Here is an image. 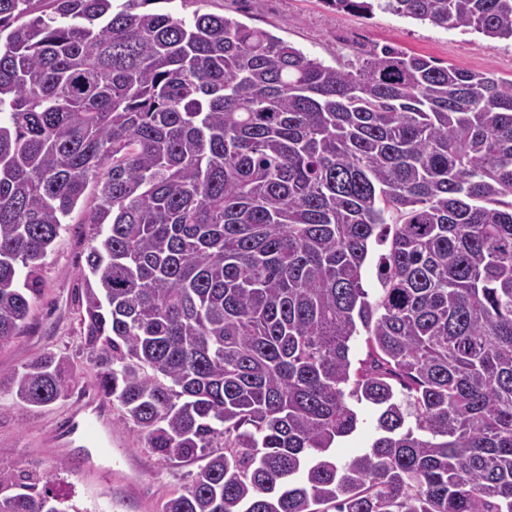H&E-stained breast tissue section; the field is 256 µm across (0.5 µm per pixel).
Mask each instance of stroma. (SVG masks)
I'll return each instance as SVG.
<instances>
[{"mask_svg":"<svg viewBox=\"0 0 512 512\" xmlns=\"http://www.w3.org/2000/svg\"><path fill=\"white\" fill-rule=\"evenodd\" d=\"M199 7L260 28L288 41L309 58L331 66L359 68V49L392 45L442 66L488 73L512 80V40L488 39L468 31L449 30L427 21L386 11L366 16L336 11L324 0H201ZM88 202H80L56 238L41 268L40 293L24 333L0 346V370L21 368L33 357L76 342L80 270L86 245L84 220ZM70 356L80 371L78 385L64 404L52 409L28 408L10 394H0V466L24 460L37 477L49 480L76 512H161L171 494L186 486L193 466H170L158 461L124 420L112 413V427L139 468L137 494L114 505L92 473L61 468L63 455L46 440L49 428L82 404L93 391L89 364L78 351Z\"/></svg>","mask_w":512,"mask_h":512,"instance_id":"stroma-1","label":"stroma"}]
</instances>
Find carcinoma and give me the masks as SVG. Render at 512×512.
<instances>
[{"mask_svg": "<svg viewBox=\"0 0 512 512\" xmlns=\"http://www.w3.org/2000/svg\"><path fill=\"white\" fill-rule=\"evenodd\" d=\"M162 2L0 0V346L90 195L95 394L197 465L162 512H512V81L391 45L327 66ZM326 2L512 40V0ZM78 379L47 351L0 391ZM38 484L0 467V512H67ZM386 244L377 243L374 240L372 241L370 247V254L368 256V260L366 262V266L364 269L363 276V286L369 291V294L372 296L374 293L373 288H378L377 281V259L381 253L385 252ZM360 424L358 430L350 437L343 438L336 448L337 457L346 459L364 448H367L373 438L375 437L376 430V414L372 407L368 405H360Z\"/></svg>", "mask_w": 512, "mask_h": 512, "instance_id": "obj_1", "label": "carcinoma"}]
</instances>
